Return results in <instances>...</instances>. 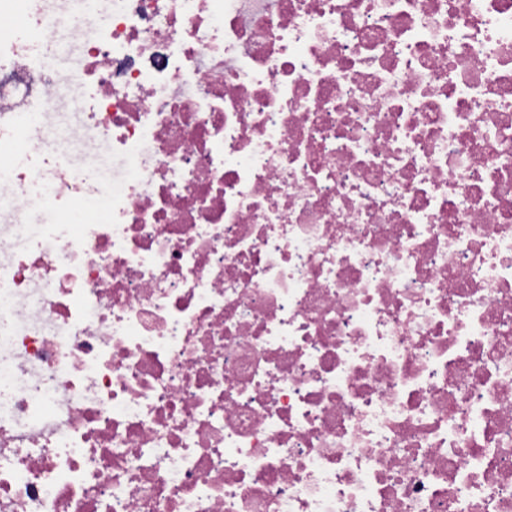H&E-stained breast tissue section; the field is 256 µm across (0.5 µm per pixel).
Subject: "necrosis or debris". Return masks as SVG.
Here are the masks:
<instances>
[{"instance_id": "obj_1", "label": "necrosis or debris", "mask_w": 512, "mask_h": 512, "mask_svg": "<svg viewBox=\"0 0 512 512\" xmlns=\"http://www.w3.org/2000/svg\"><path fill=\"white\" fill-rule=\"evenodd\" d=\"M69 11L0 0V512H512V0ZM108 21V15L103 12L95 17H86L80 14H72L61 19L57 24L63 27L71 35L74 31H78L87 36H90L93 31Z\"/></svg>"}]
</instances>
